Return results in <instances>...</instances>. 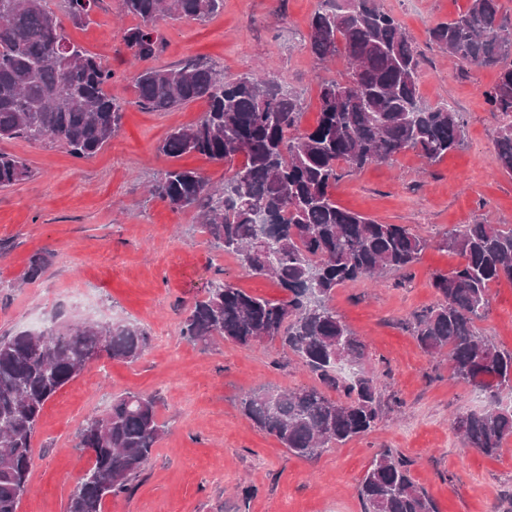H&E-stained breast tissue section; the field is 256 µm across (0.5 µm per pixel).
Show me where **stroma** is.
<instances>
[{"label":"stroma","mask_w":512,"mask_h":512,"mask_svg":"<svg viewBox=\"0 0 512 512\" xmlns=\"http://www.w3.org/2000/svg\"><path fill=\"white\" fill-rule=\"evenodd\" d=\"M118 3L104 0L89 23L66 28L112 70L109 91L126 103L118 134L87 160L20 140L0 143L34 171L30 180L0 191V336L54 320H122L147 327L151 345L132 364L100 356L46 403L33 438L30 491L19 512H65L77 478L91 464L78 446L79 429L127 392L156 396L165 433L132 490L107 499L104 512H363L359 483L383 449L412 460L416 483L439 512H512V441L496 458L463 447L455 418L485 403L450 379L447 362L425 353L407 325L412 313L434 303L432 277L454 268L457 256L432 247L408 276L389 273L375 283L337 288L336 309L365 336L367 366L386 386V410L367 436L317 457L288 453L239 409L240 399L261 385H314L295 357L267 340L248 348L202 347L181 336L190 306L217 274L272 301L285 293L268 278L243 275L234 255L211 247L194 212L174 211L147 193V184L175 164L215 185L227 168L200 155L161 154L168 132L197 121L206 104L141 109L134 77L190 56L229 76L262 67L302 92V125L313 127L318 81L307 33L317 0H224L223 11L204 22L160 19L162 49L144 61L132 59L123 42L133 20L119 17ZM380 3L421 53L423 97L459 113L464 144L434 165L407 151L344 174L333 191L337 203L427 238L456 224L512 225V175L498 165L492 142L498 117L486 97L496 73L463 69L429 41V28L457 16L469 0ZM39 251L51 255L44 275L13 287ZM477 328L512 350V283L493 286L490 314Z\"/></svg>","instance_id":"stroma-1"}]
</instances>
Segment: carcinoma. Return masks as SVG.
Listing matches in <instances>:
<instances>
[{
  "mask_svg": "<svg viewBox=\"0 0 512 512\" xmlns=\"http://www.w3.org/2000/svg\"><path fill=\"white\" fill-rule=\"evenodd\" d=\"M102 0H63L75 25L90 21ZM224 0H120L138 20L124 41L135 60L157 55L160 18L206 21ZM431 41L467 68H493L491 111L512 117V22L501 0H470L456 18L435 23ZM318 66L347 61L342 80L319 82V112L302 127V92L271 75L235 78L189 57L134 77L136 104L167 111L196 100L201 118L173 129L159 151L171 158L199 154L228 166L213 185L198 171L169 168L151 195L174 210H193L216 248L234 254L243 272L270 277L288 292L272 302L225 278L211 281L184 319L181 334L203 347L219 340L248 348L279 341L318 384L287 390L261 385L241 411L288 452L310 457L369 433L382 418V379L366 369L364 338L333 306L336 288L384 272L405 274L435 246L459 263L433 276L439 295L411 315L409 328L429 355L448 358L451 377L483 396L480 411L456 417L464 447L497 456L512 438V351L477 330L490 313V290L512 283V227L463 224L432 241L402 224H381L340 207L333 188L343 172H359L415 151L434 165L464 142L459 113L420 94V59L401 23L378 0H318L308 23ZM112 70L73 41L47 0H0V141L59 147L75 159L95 156L121 128L125 102L107 87ZM494 146L512 174V122ZM33 177L26 159L0 150V190ZM50 256L29 258L22 282L34 283ZM149 331L133 322L68 321L38 332L0 336V512H18L29 492L31 442L45 404L103 351L119 362L138 360ZM158 401L140 393L112 399L78 432L93 462L71 491L66 512H103L105 501L128 493L164 434ZM364 512H438L415 482L411 463L391 450L377 453L359 485Z\"/></svg>",
  "mask_w": 512,
  "mask_h": 512,
  "instance_id": "obj_1",
  "label": "carcinoma"
}]
</instances>
